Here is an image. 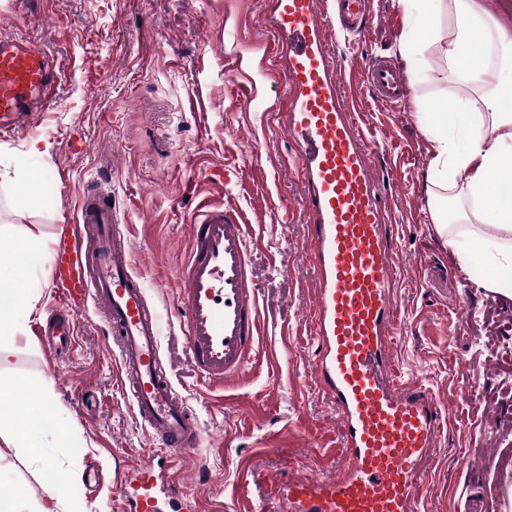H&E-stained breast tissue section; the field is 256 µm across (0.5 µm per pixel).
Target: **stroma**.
Masks as SVG:
<instances>
[{
    "label": "stroma",
    "mask_w": 512,
    "mask_h": 512,
    "mask_svg": "<svg viewBox=\"0 0 512 512\" xmlns=\"http://www.w3.org/2000/svg\"><path fill=\"white\" fill-rule=\"evenodd\" d=\"M379 24L352 41L333 37L346 98L378 145L392 193L401 261L417 262L397 305L406 324L393 357L423 380L451 421L438 435L426 512H503L512 485V299L481 288L440 240L427 193L429 143L417 101L450 85L421 80L396 0H371ZM265 0H0V37L22 36L57 63L54 100L18 135L0 140V275L22 272L37 301L21 335L0 343V377L49 385V411L68 424V447L42 440L80 480L70 497L87 512H120L112 481L135 494L137 476L163 463L179 499L162 512H259L270 478L293 471L329 478L344 463L336 419L315 383L308 217L301 168L268 109L285 79L264 24ZM391 60L408 93L375 98L366 60ZM39 143L40 154L29 151ZM108 180L160 321L163 367L203 428L193 454L164 461L137 419L100 311L81 318L70 357L50 356L37 334L57 306L52 248L73 223L86 186ZM206 203L240 209L250 224L260 293L259 347L242 379L208 385L183 349L174 298L189 253L187 226Z\"/></svg>",
    "instance_id": "1"
}]
</instances>
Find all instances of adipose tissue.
Returning a JSON list of instances; mask_svg holds the SVG:
<instances>
[{"label": "adipose tissue", "instance_id": "ef3b65f1", "mask_svg": "<svg viewBox=\"0 0 512 512\" xmlns=\"http://www.w3.org/2000/svg\"><path fill=\"white\" fill-rule=\"evenodd\" d=\"M410 19L407 37L423 60L428 80H451L445 99L422 100L418 120L430 143L431 197L445 209L434 214L435 228L460 265L481 261L488 292L512 296V25L493 16L482 0H398ZM0 336L23 331V316L36 297L19 278L0 279ZM28 379L0 383V447L19 448L36 463L40 477L56 474L31 421L51 397L41 387L34 403H16ZM0 512H82L80 503L48 493L34 498L24 476L0 482Z\"/></svg>", "mask_w": 512, "mask_h": 512}]
</instances>
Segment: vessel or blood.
Masks as SVG:
<instances>
[{"mask_svg": "<svg viewBox=\"0 0 512 512\" xmlns=\"http://www.w3.org/2000/svg\"><path fill=\"white\" fill-rule=\"evenodd\" d=\"M369 0H272L270 31L285 77L273 104L304 171L316 340L311 362L336 416L345 464L336 476L277 473L273 512H421L424 479L447 423L429 387L405 380L392 347L402 332L396 303L401 264L394 226L373 165V142L348 105L330 33L365 36ZM51 54L23 37L0 38V136L24 130L56 90ZM366 80L382 102L407 88L390 63L369 61ZM191 249L175 297L185 353L198 377L221 385L252 362L260 315L249 226L233 206L203 205L189 226ZM51 278L62 301L38 333L59 355L72 348L88 306L103 312L122 380L142 425L168 456L193 453L202 429L161 366L156 309L134 268L112 192L83 191L75 223L63 225ZM151 482L123 499V512H158Z\"/></svg>", "mask_w": 512, "mask_h": 512, "instance_id": "1", "label": "vessel or blood"}]
</instances>
